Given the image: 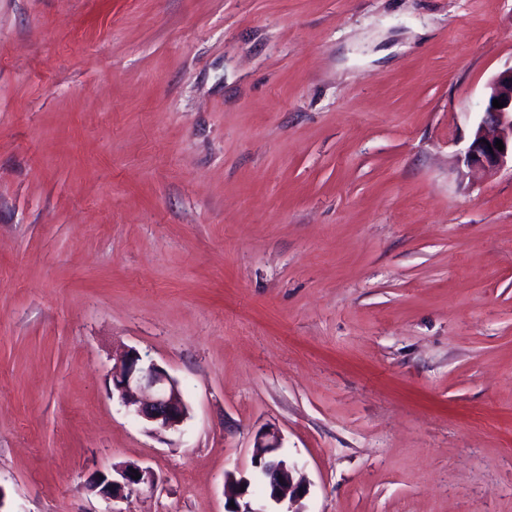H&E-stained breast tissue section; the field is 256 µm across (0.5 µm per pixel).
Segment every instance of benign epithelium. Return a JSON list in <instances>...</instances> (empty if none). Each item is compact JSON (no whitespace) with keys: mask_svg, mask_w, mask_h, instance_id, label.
Here are the masks:
<instances>
[{"mask_svg":"<svg viewBox=\"0 0 512 512\" xmlns=\"http://www.w3.org/2000/svg\"><path fill=\"white\" fill-rule=\"evenodd\" d=\"M495 99L504 102V106L493 107ZM499 140L504 145L501 151L495 146ZM459 161L470 171L485 173L512 165V66L489 80L482 117ZM111 380L112 393L130 414L150 426V432H182L189 419V407L178 381L162 366L144 360L137 350L130 349L112 366ZM255 448L253 465L268 486L266 501L279 504L289 494L297 502L307 496L309 482L296 464L279 454L281 438L276 432L260 434ZM112 471V477L99 473L90 481L91 489L107 502L133 494L143 486L154 487L155 477L148 467L127 464L114 466Z\"/></svg>","mask_w":512,"mask_h":512,"instance_id":"obj_1","label":"benign epithelium"}]
</instances>
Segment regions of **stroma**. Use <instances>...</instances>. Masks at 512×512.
<instances>
[{"instance_id":"stroma-1","label":"stroma","mask_w":512,"mask_h":512,"mask_svg":"<svg viewBox=\"0 0 512 512\" xmlns=\"http://www.w3.org/2000/svg\"><path fill=\"white\" fill-rule=\"evenodd\" d=\"M512 0H0L5 512H512V170L457 162ZM180 384L166 440L109 393ZM112 396L154 434L181 433L189 407L178 381L162 366L130 349L112 366ZM256 452L253 465L256 473L262 474L268 490L264 498L268 502L280 504L285 496L291 494L294 502L304 499L309 491V482L296 464L279 454L281 438L274 431H266L255 440ZM131 469L138 471V474H140L139 479H133V476H136V474L131 472ZM113 472L116 473L117 478L114 477ZM154 482L155 477L150 468L127 464L123 466H112V475L110 478L104 473H98L91 479L90 487L93 491H97L106 502H111L115 499L122 498L126 491L127 494L130 495L138 492L143 486H148L152 489ZM228 481H232L235 483L237 490H238V494H237V497L234 499L235 507L227 506V510H225V512H304L302 510L267 511V510H264V508L254 509V508H252L250 501H245L243 504H241L238 501V499H244V496L247 494V489L251 482V479L246 478L244 476L237 479L233 474H227L225 476L224 483H226ZM241 486H244V491H241Z\"/></svg>"}]
</instances>
